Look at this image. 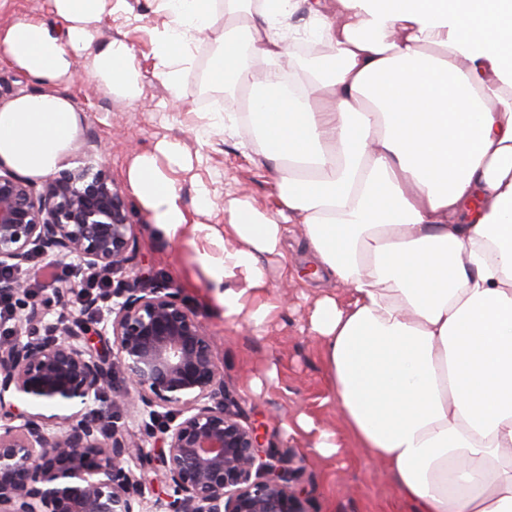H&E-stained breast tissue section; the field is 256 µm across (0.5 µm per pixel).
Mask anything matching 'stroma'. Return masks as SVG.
<instances>
[{
    "label": "stroma",
    "instance_id": "obj_1",
    "mask_svg": "<svg viewBox=\"0 0 512 512\" xmlns=\"http://www.w3.org/2000/svg\"><path fill=\"white\" fill-rule=\"evenodd\" d=\"M130 4L133 19L105 18L102 36H121L134 46L144 74L142 97L134 105H125L108 97L86 76L63 86L81 117L79 133L66 156L68 168L93 160L122 187L127 165L135 155L151 150L158 141H175L191 158L187 168L170 173L188 215H195L203 189L214 203L203 218L207 224L224 223V200L229 195H243L260 209L274 210L275 172L259 147L241 150L217 130L205 142L195 134L198 126L209 123L214 108L235 95L233 89L208 84L209 66L219 46L218 31L200 35L192 45V64L182 75L180 96L175 99L152 70L150 30L162 21L154 0H130ZM129 206L140 242L137 263L141 272L171 281L180 289L215 338L225 387L237 399L244 419L261 424L272 444L302 458L306 512H412L411 504L397 496L385 470L348 432L339 405L327 398L319 345L300 330L306 298L317 292V282L274 277L273 292L284 298L285 305L267 333L256 335L245 324L227 327L221 311L211 304L206 283L196 277L188 262L189 246L155 228L137 199H130ZM272 366L277 369L273 383L261 391L252 390V380L264 377ZM301 412L335 433L341 455L332 459L315 456L305 439L288 434V422Z\"/></svg>",
    "mask_w": 512,
    "mask_h": 512
}]
</instances>
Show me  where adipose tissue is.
Segmentation results:
<instances>
[{
    "instance_id": "adipose-tissue-1",
    "label": "adipose tissue",
    "mask_w": 512,
    "mask_h": 512,
    "mask_svg": "<svg viewBox=\"0 0 512 512\" xmlns=\"http://www.w3.org/2000/svg\"><path fill=\"white\" fill-rule=\"evenodd\" d=\"M156 2L154 75L174 94L190 45L231 17L208 81L248 91V111L217 124L259 143L279 207L232 197L223 227L189 221L159 164L183 151L162 140L126 170L151 223L190 246L225 324L259 334L297 230L311 278L337 285L305 328L359 446L416 512H512V0H314L300 27L301 0ZM50 4L54 23H0V58L40 87L0 108V164L32 179L71 147L79 118L58 87L78 65L108 96L142 94L133 46L100 40L129 0ZM305 37L326 53L300 61Z\"/></svg>"
}]
</instances>
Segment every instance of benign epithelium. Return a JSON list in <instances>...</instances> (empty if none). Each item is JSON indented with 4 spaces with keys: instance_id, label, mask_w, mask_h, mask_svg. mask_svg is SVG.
<instances>
[{
    "instance_id": "7a95c632",
    "label": "benign epithelium",
    "mask_w": 512,
    "mask_h": 512,
    "mask_svg": "<svg viewBox=\"0 0 512 512\" xmlns=\"http://www.w3.org/2000/svg\"><path fill=\"white\" fill-rule=\"evenodd\" d=\"M138 250L127 196L103 170H61L40 187L0 174V270L73 261L69 288L25 307L0 340V512H306L299 460L243 420L214 337L173 283L137 271ZM96 272L127 274L112 305L88 296L80 314L46 319ZM107 336L134 421L162 435L156 460L90 408L107 381L93 339ZM44 403L82 409L32 412ZM155 461L163 494L145 475Z\"/></svg>"
}]
</instances>
